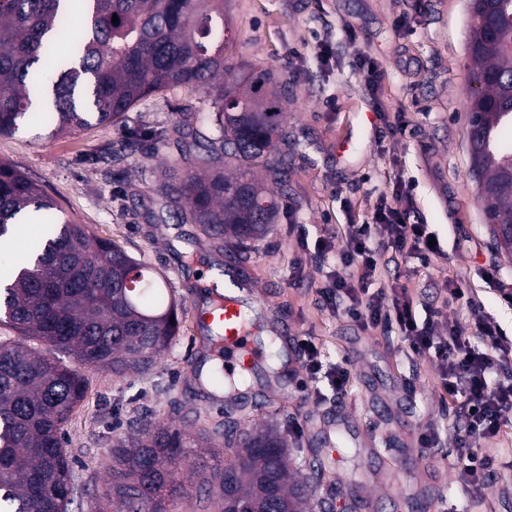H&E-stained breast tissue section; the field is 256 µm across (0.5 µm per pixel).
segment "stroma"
I'll return each mask as SVG.
<instances>
[{
    "mask_svg": "<svg viewBox=\"0 0 512 512\" xmlns=\"http://www.w3.org/2000/svg\"><path fill=\"white\" fill-rule=\"evenodd\" d=\"M224 23L225 81L272 70L286 87L288 113V184L256 171L279 211L271 231L247 244L248 287L240 297L262 319L314 344L323 367L344 360L349 371L342 390L321 375L300 392L295 382L304 373L290 353L278 377L252 374L239 424L282 431L291 468L319 461L313 499L332 500L338 512H355L359 494L370 512H512V416L495 439L470 447L497 467L482 494L464 493L452 402L435 363L410 352L397 328L365 330L337 314L321 290L327 266L314 254L321 238L370 221L379 200L403 182L411 222L426 225L440 244L429 262L407 253L387 265L408 285L417 319L438 309L470 332L479 311L512 337V305L500 296L512 291V258L496 250L469 176L468 0H224ZM362 55L380 69L379 93L365 85ZM209 107L204 94L177 88L147 97L115 124L0 137V160L54 198L62 219L157 269L184 301L178 331L148 373L116 378L86 369V395L66 426L73 512H89L104 490L112 440L129 420L148 412L195 432L224 419L223 402L190 394L185 379L208 363L199 294L223 285L226 257L199 225L179 223L156 193L167 176L204 172L158 134ZM133 135L142 143L137 161L115 163ZM452 282L463 290L455 302ZM428 426L438 446L425 452L416 437Z\"/></svg>",
    "mask_w": 512,
    "mask_h": 512,
    "instance_id": "35a3bbf8",
    "label": "stroma"
}]
</instances>
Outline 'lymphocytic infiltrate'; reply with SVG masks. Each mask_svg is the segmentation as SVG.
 Wrapping results in <instances>:
<instances>
[{"instance_id": "obj_1", "label": "lymphocytic infiltrate", "mask_w": 512, "mask_h": 512, "mask_svg": "<svg viewBox=\"0 0 512 512\" xmlns=\"http://www.w3.org/2000/svg\"><path fill=\"white\" fill-rule=\"evenodd\" d=\"M406 195L403 185H395L375 207L370 223L351 225L343 241L320 240V256L337 258L326 275L324 292L335 299L338 313L363 329L397 326L412 353L436 362L443 390L461 399L456 409L461 430L458 478L478 494L488 486L495 463L488 457L475 459L465 449L471 442L497 437L505 415L512 413V346L499 327L479 313L471 335L440 316L419 324L408 287L381 281L384 251L412 252L425 261L436 253L426 226L411 223ZM495 375L504 381L494 387L490 379Z\"/></svg>"}]
</instances>
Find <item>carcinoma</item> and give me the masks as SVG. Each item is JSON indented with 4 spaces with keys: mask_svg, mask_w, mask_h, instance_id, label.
<instances>
[{
    "mask_svg": "<svg viewBox=\"0 0 512 512\" xmlns=\"http://www.w3.org/2000/svg\"><path fill=\"white\" fill-rule=\"evenodd\" d=\"M470 0L472 76L469 141L473 175L491 231L512 226V0ZM117 16L118 24L112 23ZM224 0H0V136L25 127L67 133L113 120L139 100L169 88L204 93L211 128L190 134V163L233 168L186 173L157 192L180 223L200 225L231 251L265 236L278 205L254 179L261 167L285 186L288 141L274 73L245 86L224 85ZM42 216L32 263L0 289V512H69L73 467L64 427L87 391L86 368L116 377L147 372L175 336L183 306L165 277L119 246L89 238L55 215L56 202L15 166L0 162V254L22 211ZM224 456L200 492L219 512H304L313 482L293 479L288 443L273 427L243 430L231 413L192 433L129 421L112 444L106 491L92 512H170L185 493L172 467L201 446ZM233 479L237 497L224 500Z\"/></svg>",
    "mask_w": 512,
    "mask_h": 512,
    "instance_id": "obj_1",
    "label": "carcinoma"
}]
</instances>
